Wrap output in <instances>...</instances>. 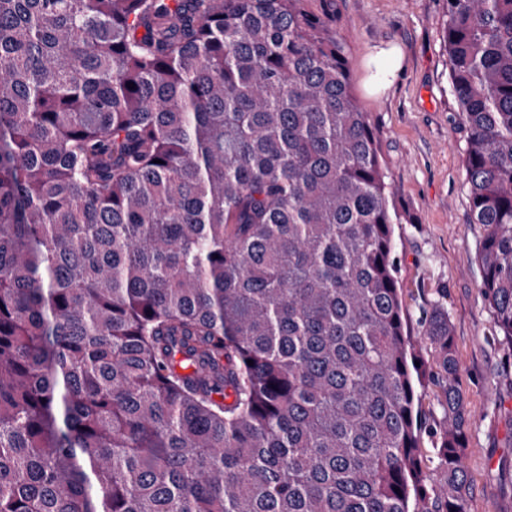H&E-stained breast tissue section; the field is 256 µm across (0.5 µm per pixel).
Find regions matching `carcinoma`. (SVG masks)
Listing matches in <instances>:
<instances>
[{
	"label": "carcinoma",
	"instance_id": "1",
	"mask_svg": "<svg viewBox=\"0 0 512 512\" xmlns=\"http://www.w3.org/2000/svg\"><path fill=\"white\" fill-rule=\"evenodd\" d=\"M446 3L512 341V0ZM334 4L0 0V512H468L448 312L428 378ZM419 407L422 411L423 428L419 440V456L423 470L430 476L436 474L438 459L434 453L437 441L436 429L444 415L441 404L442 394L439 387L428 384L420 389Z\"/></svg>",
	"mask_w": 512,
	"mask_h": 512
}]
</instances>
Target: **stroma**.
Returning <instances> with one entry per match:
<instances>
[{"label": "stroma", "mask_w": 512, "mask_h": 512, "mask_svg": "<svg viewBox=\"0 0 512 512\" xmlns=\"http://www.w3.org/2000/svg\"><path fill=\"white\" fill-rule=\"evenodd\" d=\"M353 92L378 140L407 221L394 227V261L408 336L420 342L433 305L448 312L468 428L469 512H512V342L479 288L483 229L471 221L466 131L448 79L445 0H336ZM421 466L435 475L439 387L420 391Z\"/></svg>", "instance_id": "35a3bbf8"}]
</instances>
